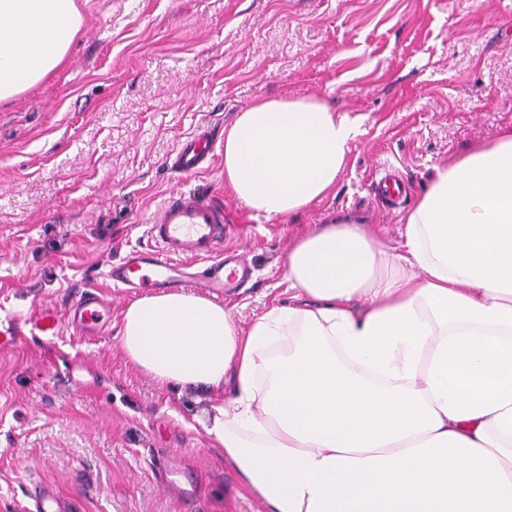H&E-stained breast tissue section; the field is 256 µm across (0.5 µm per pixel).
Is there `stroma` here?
I'll return each mask as SVG.
<instances>
[{
	"instance_id": "1",
	"label": "stroma",
	"mask_w": 512,
	"mask_h": 512,
	"mask_svg": "<svg viewBox=\"0 0 512 512\" xmlns=\"http://www.w3.org/2000/svg\"><path fill=\"white\" fill-rule=\"evenodd\" d=\"M64 62L0 107V325L112 303L100 336L0 346V512L34 488L66 512H264L206 435L208 394L153 381L118 329L137 292L111 265L150 247L170 192L224 204V257L250 278L224 293L240 326L288 301L294 240L338 219H402L435 167L512 126V0H76ZM268 97L364 115L335 189L288 219L255 216L224 185V155L184 180L167 161L199 123L223 138Z\"/></svg>"
}]
</instances>
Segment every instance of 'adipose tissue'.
<instances>
[{
    "instance_id": "obj_1",
    "label": "adipose tissue",
    "mask_w": 512,
    "mask_h": 512,
    "mask_svg": "<svg viewBox=\"0 0 512 512\" xmlns=\"http://www.w3.org/2000/svg\"><path fill=\"white\" fill-rule=\"evenodd\" d=\"M75 0H0V103L64 61ZM362 117L269 98L224 129V182L254 214L331 192ZM399 252L356 221L290 248L293 302L240 327L184 290L125 309L126 361L215 394L204 428L266 512H512V129L437 167ZM234 383L225 395L224 382Z\"/></svg>"
}]
</instances>
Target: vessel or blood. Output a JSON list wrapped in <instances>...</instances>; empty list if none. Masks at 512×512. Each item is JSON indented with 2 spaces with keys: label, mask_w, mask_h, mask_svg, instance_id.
<instances>
[{
  "label": "vessel or blood",
  "mask_w": 512,
  "mask_h": 512,
  "mask_svg": "<svg viewBox=\"0 0 512 512\" xmlns=\"http://www.w3.org/2000/svg\"><path fill=\"white\" fill-rule=\"evenodd\" d=\"M215 156V139L207 126H197L173 151L172 168L182 178L207 170ZM150 248L131 251L120 265L111 267L112 281L131 290L182 284L222 291L238 282L243 272L225 263L224 208L212 197L196 192L172 194L148 228ZM203 263L201 274L189 272V261ZM110 303L98 291L88 290L61 311L44 308L31 313L22 326L0 328V343H13L22 333L54 338L69 328L80 336H94L105 327Z\"/></svg>",
  "instance_id": "1"
}]
</instances>
